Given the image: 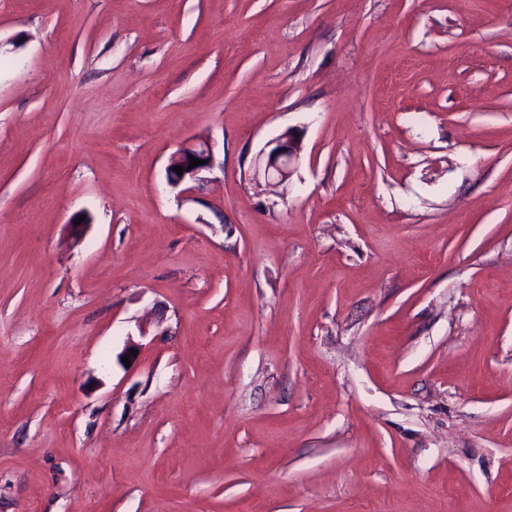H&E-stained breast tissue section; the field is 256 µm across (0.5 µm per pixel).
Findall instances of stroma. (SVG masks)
Instances as JSON below:
<instances>
[{
    "instance_id": "1",
    "label": "stroma",
    "mask_w": 512,
    "mask_h": 512,
    "mask_svg": "<svg viewBox=\"0 0 512 512\" xmlns=\"http://www.w3.org/2000/svg\"><path fill=\"white\" fill-rule=\"evenodd\" d=\"M0 512H512V0H0ZM301 140L293 128L284 131L269 152L263 167V175L268 181L284 183L291 177L299 160ZM192 158L203 160L204 164L189 168ZM213 153L207 144L203 146L189 145L177 149L171 156L167 166V179L170 185L177 187L187 180H194L200 171L211 168ZM175 166H182L183 173L178 175Z\"/></svg>"
}]
</instances>
